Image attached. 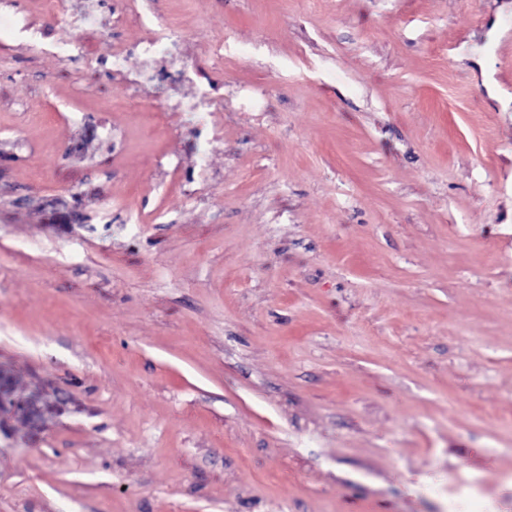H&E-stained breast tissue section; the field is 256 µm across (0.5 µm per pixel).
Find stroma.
<instances>
[{"instance_id": "1", "label": "stroma", "mask_w": 512, "mask_h": 512, "mask_svg": "<svg viewBox=\"0 0 512 512\" xmlns=\"http://www.w3.org/2000/svg\"><path fill=\"white\" fill-rule=\"evenodd\" d=\"M0 0V512H512V0ZM92 12L102 33H76ZM223 45L224 60L211 51ZM124 1L127 12L144 30L145 36L132 48L124 45L114 47L112 69H124L130 53H137L144 64L161 60L176 65V73L180 80L195 89L192 97L179 101L176 110L188 112V119L198 133L205 131L209 135L220 125L224 117V105L216 102L206 88H211L209 78L193 62L179 57L177 39L170 27L158 26L151 17L142 16L136 0ZM12 373L0 365V432L8 430L11 421L26 418L35 429H41L47 409L40 404L37 395H23L12 386ZM480 508L484 512H497L501 508L496 501L487 500L472 484H455L448 476V511L470 512Z\"/></svg>"}]
</instances>
